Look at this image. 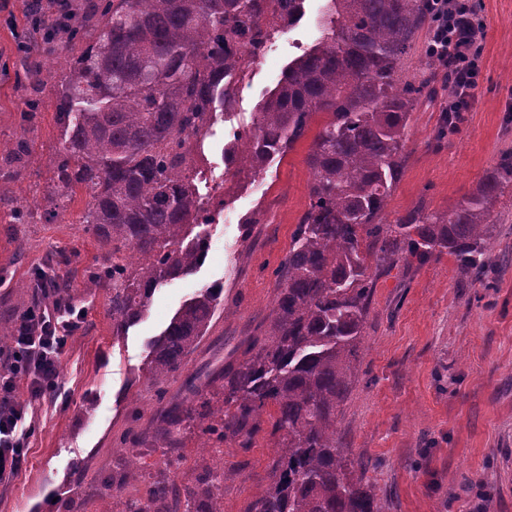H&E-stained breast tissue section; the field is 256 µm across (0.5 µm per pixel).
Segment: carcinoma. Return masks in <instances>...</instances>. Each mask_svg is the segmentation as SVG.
<instances>
[{"mask_svg":"<svg viewBox=\"0 0 512 512\" xmlns=\"http://www.w3.org/2000/svg\"><path fill=\"white\" fill-rule=\"evenodd\" d=\"M302 14L304 0H84L75 19L50 6L34 20L42 43L24 49L16 80L33 91L25 112H37L48 63H65L51 101L60 147L41 199L0 187V209L9 223L28 224L56 198L86 194L82 223L106 248L90 281L107 293L113 336L148 316L160 284L204 264L208 242L195 228L209 219L185 139L202 132L209 113L235 107L241 52L261 46L268 18L290 25ZM430 17V0H327L317 43L288 65L225 156L236 174L264 173L307 136L315 115H328L310 143V204L276 271L280 288L263 337L243 341L241 358L206 377L189 376L143 444L175 448L196 428L208 444L246 452L274 408L276 455L266 489L245 512H380L336 439L371 303V262L391 269L446 250L482 278L512 154L446 212L416 207L393 224L382 218L422 92L400 83L399 70ZM32 154L24 132L0 139V163L18 173ZM62 264L39 269L35 284L60 287ZM220 292L210 287L186 301L148 342L158 399L207 335ZM196 467L194 484L154 476L119 512H214L233 472L205 455ZM143 480L129 464L112 476L121 490Z\"/></svg>","mask_w":512,"mask_h":512,"instance_id":"carcinoma-1","label":"carcinoma"}]
</instances>
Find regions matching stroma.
I'll list each match as a JSON object with an SVG mask.
<instances>
[{
    "label": "stroma",
    "mask_w": 512,
    "mask_h": 512,
    "mask_svg": "<svg viewBox=\"0 0 512 512\" xmlns=\"http://www.w3.org/2000/svg\"><path fill=\"white\" fill-rule=\"evenodd\" d=\"M486 24L482 74L458 130L444 128L448 91L423 65L428 30H421L401 66V78L429 82L433 95L411 114L402 176L388 199L386 223L421 206L446 211L473 192L500 157L512 152V0H476ZM27 0L0 8V135L27 130L34 157L9 187L41 196L48 162L60 146L50 105L54 72L46 77L41 112L25 113L15 75L22 58L18 34ZM325 0H306L305 15L276 51L242 83L236 111L216 125L198 157L203 170L224 173V220L205 232L210 250L187 278L161 285L150 315L125 336L112 335L107 297L89 281L102 261L96 237L80 218L85 194L66 196L53 215L30 224L0 221V322H13L26 304L16 286L36 268L64 256L69 298L85 320L62 358V389L35 402L28 462L0 484V512H66L63 500L78 470L91 506L124 499L107 481L126 461L119 440L134 442L160 404L148 379V341L199 291L223 285L215 322L186 362V373L209 374L249 337L262 336L278 294L276 269L309 207L308 141H300L264 174L224 172V151L248 127L261 100L288 64L318 36ZM486 251L487 275L475 281L442 252L423 263L371 269L373 293L350 392L336 413V437L355 473L372 488L381 512H512V189L497 205ZM224 512H244L266 488L275 447L259 434L253 448L222 449ZM196 433L168 452L143 449L148 473L169 470L177 481L194 474Z\"/></svg>",
    "instance_id": "obj_1"
}]
</instances>
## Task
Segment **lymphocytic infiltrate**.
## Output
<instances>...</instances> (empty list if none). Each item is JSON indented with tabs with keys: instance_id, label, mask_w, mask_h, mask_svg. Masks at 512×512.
Returning a JSON list of instances; mask_svg holds the SVG:
<instances>
[{
	"instance_id": "1",
	"label": "lymphocytic infiltrate",
	"mask_w": 512,
	"mask_h": 512,
	"mask_svg": "<svg viewBox=\"0 0 512 512\" xmlns=\"http://www.w3.org/2000/svg\"><path fill=\"white\" fill-rule=\"evenodd\" d=\"M435 19L427 52L449 66L459 85L449 99L454 114L468 110L479 84L481 46L486 27L470 0H432ZM82 312L69 300L30 306L15 322L0 367V483L12 481L27 457L30 431L25 422L33 402L53 397L61 387V357Z\"/></svg>"
}]
</instances>
